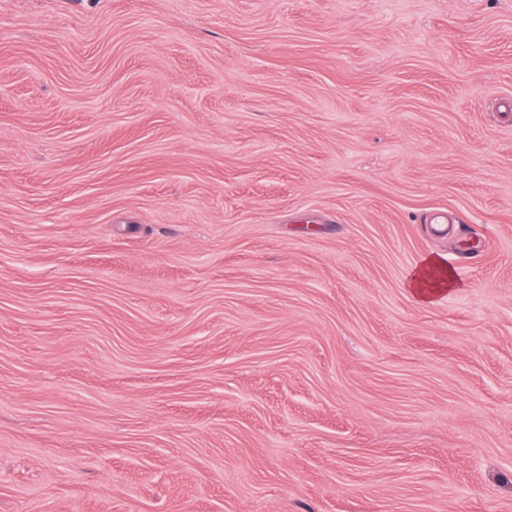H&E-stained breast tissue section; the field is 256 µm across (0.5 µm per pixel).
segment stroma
<instances>
[{"label":"stroma","instance_id":"stroma-1","mask_svg":"<svg viewBox=\"0 0 512 512\" xmlns=\"http://www.w3.org/2000/svg\"><path fill=\"white\" fill-rule=\"evenodd\" d=\"M0 512H512V0H0ZM454 286L453 272L436 256L424 258L408 279V288L422 303L431 301L433 293L438 289Z\"/></svg>","mask_w":512,"mask_h":512}]
</instances>
